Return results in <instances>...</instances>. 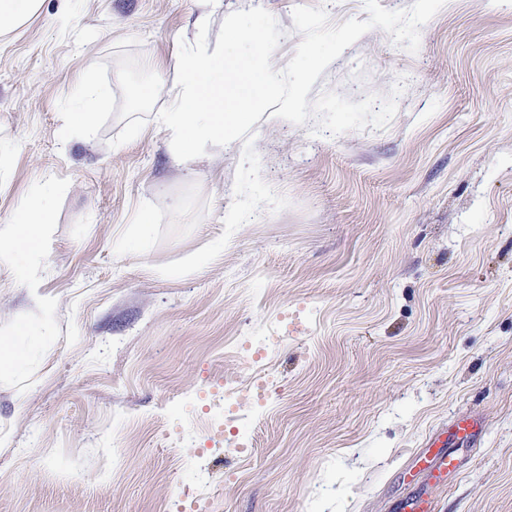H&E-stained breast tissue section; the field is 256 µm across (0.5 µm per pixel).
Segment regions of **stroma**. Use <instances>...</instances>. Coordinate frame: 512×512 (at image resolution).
Wrapping results in <instances>:
<instances>
[{
  "mask_svg": "<svg viewBox=\"0 0 512 512\" xmlns=\"http://www.w3.org/2000/svg\"><path fill=\"white\" fill-rule=\"evenodd\" d=\"M365 20V0H214ZM198 0H42L0 36V225L53 194L43 242L0 251V512H391L426 440L465 414L438 512H512V8L446 0L417 53L374 28L311 93L395 96L382 129L259 120L261 208L218 238L240 142L176 161L156 114ZM401 93H394L396 83ZM96 125L66 126L86 84ZM148 225L140 235V225ZM25 267L30 290L16 274ZM481 420L474 416H464L457 419L452 427L454 439L458 444L473 443L481 432Z\"/></svg>",
  "mask_w": 512,
  "mask_h": 512,
  "instance_id": "obj_1",
  "label": "stroma"
}]
</instances>
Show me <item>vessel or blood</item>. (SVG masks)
<instances>
[{
  "instance_id": "b4317fda",
  "label": "vessel or blood",
  "mask_w": 512,
  "mask_h": 512,
  "mask_svg": "<svg viewBox=\"0 0 512 512\" xmlns=\"http://www.w3.org/2000/svg\"><path fill=\"white\" fill-rule=\"evenodd\" d=\"M481 428L479 418L464 416L454 422L453 436L458 443L468 445L477 439ZM408 474L415 488L395 503V512H437L436 493L456 478L457 459L445 441L432 440L417 455Z\"/></svg>"
}]
</instances>
